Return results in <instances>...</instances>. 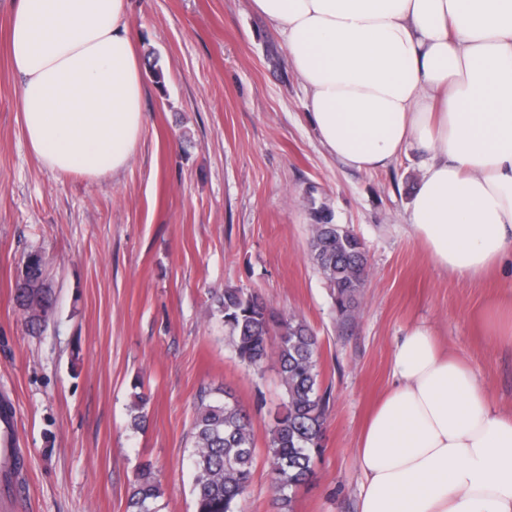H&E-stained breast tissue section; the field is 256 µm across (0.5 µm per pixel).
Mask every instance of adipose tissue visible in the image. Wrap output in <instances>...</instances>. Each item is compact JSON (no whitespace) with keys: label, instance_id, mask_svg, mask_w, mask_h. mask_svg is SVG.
I'll use <instances>...</instances> for the list:
<instances>
[{"label":"adipose tissue","instance_id":"adipose-tissue-1","mask_svg":"<svg viewBox=\"0 0 512 512\" xmlns=\"http://www.w3.org/2000/svg\"><path fill=\"white\" fill-rule=\"evenodd\" d=\"M286 36L311 124L350 167L429 156L407 212L430 261L476 281L512 264V0H253ZM27 143L45 168L123 170L145 123L127 0H16ZM358 441L359 512H512V414L431 328L395 345Z\"/></svg>","mask_w":512,"mask_h":512}]
</instances>
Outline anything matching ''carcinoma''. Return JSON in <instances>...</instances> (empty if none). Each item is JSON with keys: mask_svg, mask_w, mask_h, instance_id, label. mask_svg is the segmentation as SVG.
<instances>
[{"mask_svg": "<svg viewBox=\"0 0 512 512\" xmlns=\"http://www.w3.org/2000/svg\"><path fill=\"white\" fill-rule=\"evenodd\" d=\"M310 253L332 289L337 314L349 319L367 277L364 242L339 224H315ZM23 265L27 279L15 283L14 299L27 314L29 328L37 331L53 307L54 292L44 280L40 252H30ZM216 303L240 363L259 372L269 353L277 357L283 394L280 409L268 422L266 455L274 512H293L297 490L314 474L328 419V401L319 381L318 336L303 319L275 314L255 292L227 287ZM148 401L145 393H134L132 429L145 426ZM255 448L252 416L231 393L200 402L189 455L195 512H241L252 481ZM160 497V482L152 465L145 463L133 482L127 512H158Z\"/></svg>", "mask_w": 512, "mask_h": 512, "instance_id": "obj_1", "label": "carcinoma"}]
</instances>
